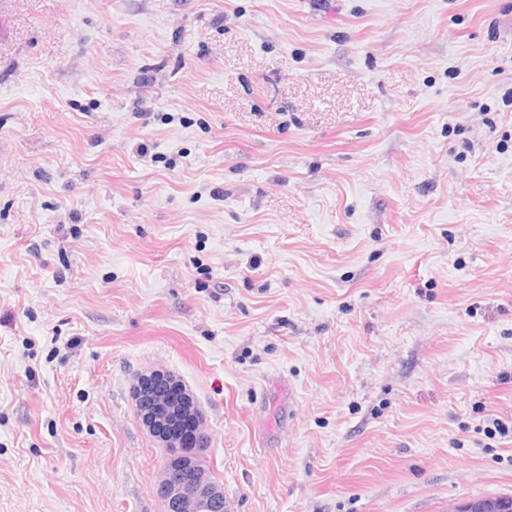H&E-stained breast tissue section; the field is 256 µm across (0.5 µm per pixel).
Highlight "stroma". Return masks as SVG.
<instances>
[{
	"label": "stroma",
	"instance_id": "35a3bbf8",
	"mask_svg": "<svg viewBox=\"0 0 512 512\" xmlns=\"http://www.w3.org/2000/svg\"><path fill=\"white\" fill-rule=\"evenodd\" d=\"M512 495V0H0V512ZM144 378H147L148 382L143 387L137 382L134 390L136 409L139 416L147 417L151 421L152 427L150 430L153 431L155 425L166 426L171 415L179 410L176 404L169 402L165 397L180 381L171 377H158L155 372L142 375L139 380ZM147 383L149 384L148 387H146ZM163 392L168 393L161 395ZM199 427V440L195 446V448H181L179 443L175 439H163L161 440L162 447L165 451L166 458H170L172 456L184 455V456H193L200 457L206 456V450L208 448L209 437L204 426L203 419H199L198 423ZM165 458L164 465L169 463V460ZM192 463L207 469L217 481L208 460L192 458ZM211 476L196 467L178 470L166 466L157 484V494L175 512H227L224 490Z\"/></svg>",
	"mask_w": 512,
	"mask_h": 512
}]
</instances>
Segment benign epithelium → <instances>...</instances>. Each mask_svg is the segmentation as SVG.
<instances>
[{
    "mask_svg": "<svg viewBox=\"0 0 512 512\" xmlns=\"http://www.w3.org/2000/svg\"><path fill=\"white\" fill-rule=\"evenodd\" d=\"M148 385H136L134 397L139 416L148 418L152 425H167V420L178 411V406L165 398L179 384L175 378L146 375ZM199 440L193 448H182L175 439L161 440L166 457L206 455L209 437L204 422L198 423ZM158 496L172 506L175 512H227L224 490L208 473L197 468L162 469L158 484Z\"/></svg>",
    "mask_w": 512,
    "mask_h": 512,
    "instance_id": "obj_1",
    "label": "benign epithelium"
}]
</instances>
